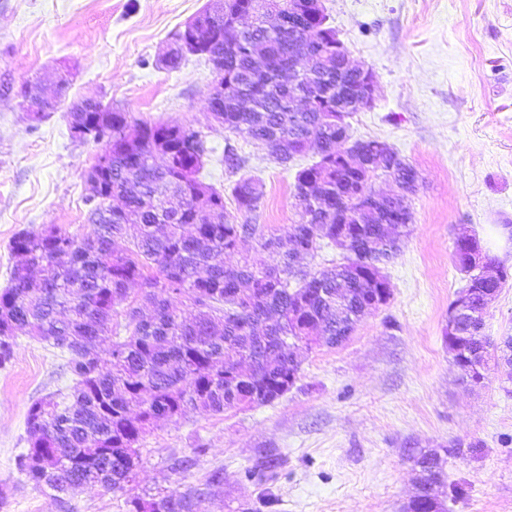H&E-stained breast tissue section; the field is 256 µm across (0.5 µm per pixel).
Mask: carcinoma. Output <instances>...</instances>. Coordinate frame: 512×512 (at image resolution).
I'll use <instances>...</instances> for the list:
<instances>
[{
	"label": "carcinoma",
	"mask_w": 512,
	"mask_h": 512,
	"mask_svg": "<svg viewBox=\"0 0 512 512\" xmlns=\"http://www.w3.org/2000/svg\"><path fill=\"white\" fill-rule=\"evenodd\" d=\"M268 0H221L194 17L196 32H175V47L194 41L205 53L224 43V28L232 17H249L242 41L255 44L266 67L264 74L252 56L231 47L224 50V98L209 101L222 110L224 129L270 147L281 165L293 160L289 150L314 144L319 160L295 175L299 221L290 225V250L279 254L275 266H258L239 254V244L254 237L276 252L280 237L265 224H236L228 219L224 192L208 184L200 198L199 174L208 153L194 145V130L178 125L132 122L116 112L112 129V174L106 185L123 200L112 223L95 214L109 209L105 200L93 202L90 231L77 239L51 224L39 231L18 233L11 252L34 276L25 279L13 267L10 285L0 291V366L13 356L15 331L69 353L66 363L74 382L69 395L59 392L32 401L26 414L29 448L16 460L17 469L34 486L52 491L61 502L72 489L98 485L120 491L135 480L139 446L149 427L161 418H178L187 409L219 414L243 407L251 379L288 377L290 347L312 346L309 336L323 337L319 345L343 343L365 318V304L380 296L373 273L399 250L412 224V212L402 199L385 200L361 209L342 224L328 223L324 210L336 207L362 179L353 152L379 159L378 172L399 190L416 192L418 172L399 157L384 155L377 140H351L348 122L336 123V94L328 107L303 111L279 81L288 66V47L304 43L330 50L334 34L306 15L302 0H280L283 14L293 11L296 23L286 27L268 10ZM325 72L307 63L295 70V90L320 95ZM140 128L142 142L136 158L125 148L128 125ZM176 151L168 163L155 154L157 136ZM237 210L254 214L264 197L262 185L241 177L231 188ZM341 236L343 262L313 273L291 269L298 251L315 257L319 240ZM129 237L133 248L118 250L115 241ZM475 236L465 231L455 241V259L467 275L468 311L456 320V335L448 349L466 382L485 379L489 348L482 336L483 294L500 292L504 270L487 280L473 259ZM140 285L139 298L129 300V287ZM145 308L151 315L133 320ZM123 315L125 324L114 321ZM127 336L112 343L105 362L96 343L108 335ZM72 398L74 404L66 402ZM422 483L415 512H430L431 497L458 493L448 488L446 460L436 452L414 460ZM272 460L245 470L261 482L274 472ZM151 512H194L190 495L170 491L149 500Z\"/></svg>",
	"instance_id": "carcinoma-1"
}]
</instances>
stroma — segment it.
Masks as SVG:
<instances>
[{
    "instance_id": "35a3bbf8",
    "label": "stroma",
    "mask_w": 512,
    "mask_h": 512,
    "mask_svg": "<svg viewBox=\"0 0 512 512\" xmlns=\"http://www.w3.org/2000/svg\"><path fill=\"white\" fill-rule=\"evenodd\" d=\"M208 0H0V289L15 263L16 233L54 224L89 229L86 177L102 147L72 137L67 112L87 98L137 121L201 130V177L224 190L227 215L244 217L228 190L258 179L255 218L285 234L299 220L297 170L314 151L278 164L267 148L224 131L208 111L214 74L189 55L162 63L174 33ZM352 58L377 79L371 109L350 118L355 140L375 139L420 179L410 231L382 267L392 296L336 347L302 352L283 397L221 414L190 412L157 423L140 445L125 490L85 486L64 501L16 468L29 446L26 411L70 392L67 354L17 334L0 366V512H127V498L194 492L197 512H403L420 473L413 455L447 457L457 495L444 512H512V380L489 366L481 386L461 380L444 340L448 306L465 279L455 239L475 233L506 271L485 314L484 336L512 334V0H323ZM68 88L57 109L34 117L28 82ZM243 158L224 165V148ZM273 458L276 475L249 482L246 468ZM220 471L221 479L209 475Z\"/></svg>"
}]
</instances>
